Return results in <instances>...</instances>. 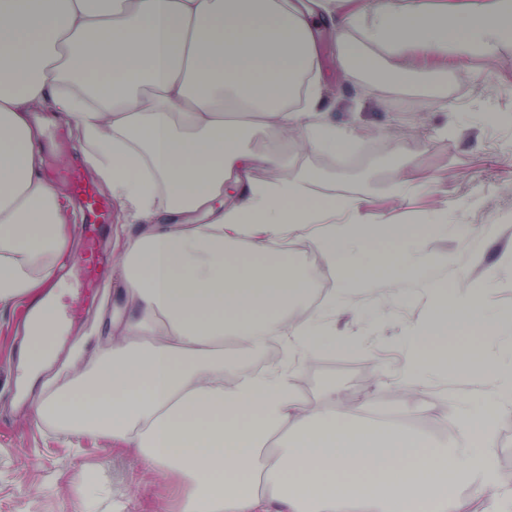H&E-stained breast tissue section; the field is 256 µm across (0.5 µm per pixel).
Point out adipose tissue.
I'll use <instances>...</instances> for the list:
<instances>
[{
  "instance_id": "1",
  "label": "adipose tissue",
  "mask_w": 512,
  "mask_h": 512,
  "mask_svg": "<svg viewBox=\"0 0 512 512\" xmlns=\"http://www.w3.org/2000/svg\"><path fill=\"white\" fill-rule=\"evenodd\" d=\"M343 43L339 68L370 70L371 49L408 62L483 55L512 43V0L465 11L425 0H0V309L34 298L25 361L38 368L57 327L44 301L47 266L68 259V203L43 175L38 113L73 123L86 160L140 225L124 249L130 313L88 376L48 396L37 416L69 435H100L135 450L144 468L182 487L180 512H512V480H480L496 425L512 417V375L487 354L448 355L424 337L492 326L474 299L430 284L433 313L405 338L395 395L416 406L421 375L450 366L493 379L480 407L456 413L461 447L413 430L405 419H364L357 403L302 410L297 365L329 339L309 299L313 273L280 239L312 235L340 293L394 286L428 268L354 250L404 240L397 224H331L360 199L316 198L321 171L291 168L248 146L253 133L349 153L354 136L329 116L312 18ZM271 172L250 179L252 169ZM207 223L192 220L195 213ZM267 342L286 362L250 370L224 356ZM275 448H268V441ZM469 495H460L462 481Z\"/></svg>"
}]
</instances>
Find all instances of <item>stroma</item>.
Here are the masks:
<instances>
[{"label": "stroma", "instance_id": "35a3bbf8", "mask_svg": "<svg viewBox=\"0 0 512 512\" xmlns=\"http://www.w3.org/2000/svg\"><path fill=\"white\" fill-rule=\"evenodd\" d=\"M328 105L337 126L357 139L346 159L316 147L291 150L282 141L252 135L253 151L272 153L294 166L324 171L312 185L314 196H352L362 201L357 222L417 225L434 219L447 231L426 238L420 264L448 290L480 284L477 311L500 317L494 340L467 332L442 339L448 351H485L512 357V44L464 58L445 69L414 71L395 81L393 63L377 58L370 73L342 75L340 40L334 29L316 30ZM75 132L47 117L39 147L45 175L69 193L66 169L82 164ZM125 223L120 208L101 233L106 263L97 304L79 305L74 293L82 267L79 223H72V259L53 270L52 281L66 284L57 303L69 329L51 360L26 385L16 383V357L22 355L25 315L0 311V512H176L179 486L146 474L135 454L106 437L64 436L32 414L33 403L71 387L88 369L128 305L114 273L117 237L138 232ZM447 264H440V257ZM404 295L374 285L342 296L329 288L335 303L321 301L331 333L355 338L352 348H324L313 363L300 364L294 385L302 408L345 403L369 395L375 407L401 414L394 384L404 360L400 338L429 313L419 292L425 281L408 278ZM335 394H328V387ZM485 387L476 379L447 372L417 388L420 412L430 433L447 435L458 407L476 402Z\"/></svg>", "mask_w": 512, "mask_h": 512}]
</instances>
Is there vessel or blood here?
<instances>
[{
  "mask_svg": "<svg viewBox=\"0 0 512 512\" xmlns=\"http://www.w3.org/2000/svg\"><path fill=\"white\" fill-rule=\"evenodd\" d=\"M67 179L73 192L84 204L82 233L86 245L83 265L86 286L81 291L80 299L89 304L94 300L96 284L102 281L105 273L97 245L103 225L112 218V205L99 195L95 185L85 180L80 170H69Z\"/></svg>",
  "mask_w": 512,
  "mask_h": 512,
  "instance_id": "b4317fda",
  "label": "vessel or blood"
}]
</instances>
